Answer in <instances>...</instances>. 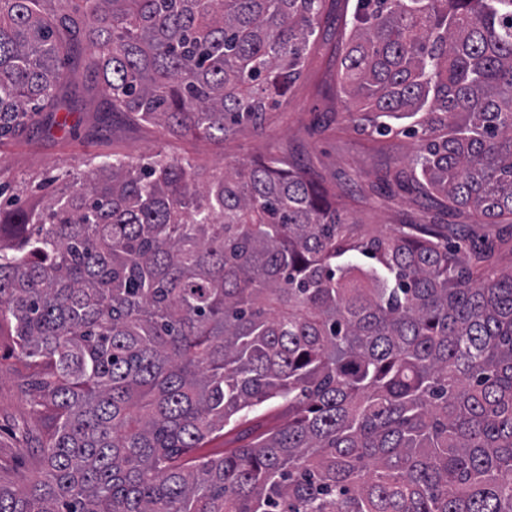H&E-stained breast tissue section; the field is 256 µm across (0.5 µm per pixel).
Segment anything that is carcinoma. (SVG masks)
<instances>
[{"mask_svg":"<svg viewBox=\"0 0 512 512\" xmlns=\"http://www.w3.org/2000/svg\"><path fill=\"white\" fill-rule=\"evenodd\" d=\"M0 0V138L68 106L224 141L300 77L327 0ZM333 55L406 183L512 224V0H356ZM409 124L392 125L398 120ZM274 158H103L0 208V329L43 419L0 512H512V269L369 234ZM282 426L197 454L275 408Z\"/></svg>","mask_w":512,"mask_h":512,"instance_id":"1","label":"carcinoma"}]
</instances>
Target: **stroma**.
<instances>
[{
  "label": "stroma",
  "mask_w": 512,
  "mask_h": 512,
  "mask_svg": "<svg viewBox=\"0 0 512 512\" xmlns=\"http://www.w3.org/2000/svg\"><path fill=\"white\" fill-rule=\"evenodd\" d=\"M333 28L323 27L301 77L285 100L265 113L260 126H248L224 145L183 138L154 124H132L102 112L103 87L84 67L74 72L70 111L44 112L23 134L0 140V185L29 206L54 193L49 176L87 171L94 156L134 159L165 151L190 155L204 166L222 167L272 157L304 168L331 186L348 214L373 231L388 233L399 224H471L468 212L448 213L414 190L391 185L387 177L406 167L419 139L406 134L377 137L362 131L336 76L330 50ZM67 122L59 130L57 122ZM14 343L0 335V484L12 486L34 474L33 451L22 448L21 427L40 431L38 420L19 391L26 374L15 358Z\"/></svg>",
  "instance_id": "35a3bbf8"
}]
</instances>
